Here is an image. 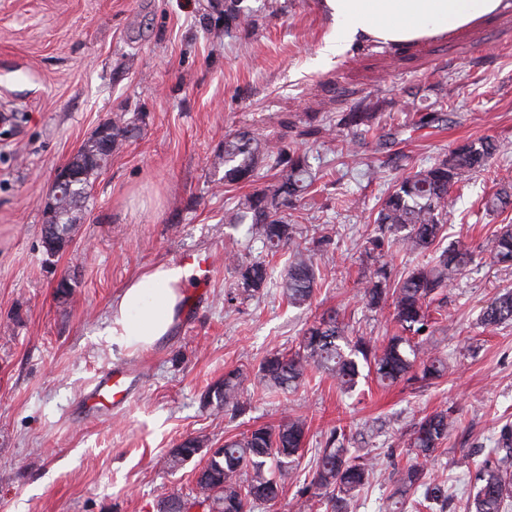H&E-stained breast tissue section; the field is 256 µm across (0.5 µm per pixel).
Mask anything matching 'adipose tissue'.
<instances>
[{
    "instance_id": "1",
    "label": "adipose tissue",
    "mask_w": 512,
    "mask_h": 512,
    "mask_svg": "<svg viewBox=\"0 0 512 512\" xmlns=\"http://www.w3.org/2000/svg\"><path fill=\"white\" fill-rule=\"evenodd\" d=\"M334 36L326 53L357 41L411 44L458 31L497 14L503 0H323ZM192 269L160 263L131 278L112 299V338L142 350L170 333Z\"/></svg>"
}]
</instances>
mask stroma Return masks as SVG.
<instances>
[{"mask_svg": "<svg viewBox=\"0 0 512 512\" xmlns=\"http://www.w3.org/2000/svg\"><path fill=\"white\" fill-rule=\"evenodd\" d=\"M247 2L255 26L228 29L224 0H0V110L11 116L0 123V512H156L163 493L194 495L206 449L287 412L306 418L307 448L277 503L256 512H292L333 427L351 435L379 422L375 472L356 512H387V478L407 460L413 419L447 408L455 428L427 468L451 486L445 512H464L473 476L461 455L493 456L512 425V325H475L512 270L486 256L447 288L435 342L448 373L435 384L384 389L368 377L344 397L315 371L291 394L263 393L256 378L267 354L295 351L306 324L330 308L355 335L395 333L391 308H365L358 288L370 267L361 255L368 215L396 178L466 140L494 138L501 154L453 190L448 237L482 252L512 224V209L480 205L512 183V2L464 30L406 46L355 43L328 61L321 0H279L275 15L266 0ZM410 100L420 112L445 102L449 124L386 141ZM359 103L374 133L355 140L353 155L341 157L333 138L306 136L313 119ZM120 112L138 136L96 179L72 247L47 255L41 200L56 169ZM243 128L297 138L320 174L298 222L307 238L331 243L314 256L321 280L301 308L281 295L287 254L268 255L249 225L224 222L240 196L273 179L263 166L253 181L225 186L216 158ZM230 251L266 262L259 294H242L237 267L224 261ZM187 254L212 267L190 278L171 333L147 351L113 342V297L143 270ZM116 366L134 373V391L111 414H86L84 392ZM233 368L250 374L244 412L205 405L208 387ZM189 437L204 453L171 469L172 450Z\"/></svg>", "mask_w": 512, "mask_h": 512, "instance_id": "1", "label": "stroma"}]
</instances>
